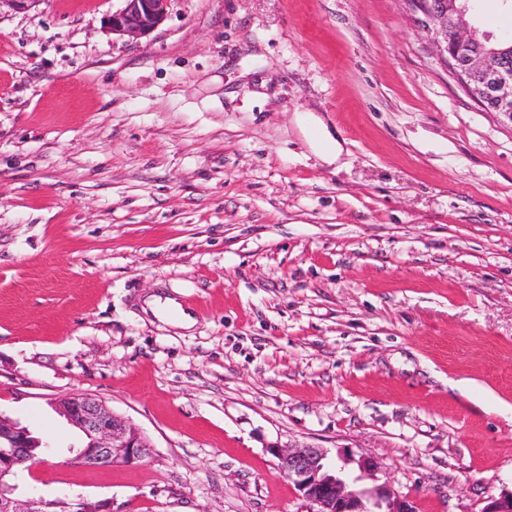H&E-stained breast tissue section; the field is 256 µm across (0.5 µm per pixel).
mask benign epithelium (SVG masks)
<instances>
[{
  "mask_svg": "<svg viewBox=\"0 0 512 512\" xmlns=\"http://www.w3.org/2000/svg\"><path fill=\"white\" fill-rule=\"evenodd\" d=\"M108 18L112 33L141 38L158 27L170 0H122ZM417 27L426 33L447 71L479 105L512 118V67L489 66L490 54L472 52L477 30L466 22L461 0H404ZM55 412L75 428L81 441L69 447L74 460L89 468L132 465L152 453V445L126 418L98 399L71 392L51 400ZM52 451L47 441L0 414V512H112V501L72 498L46 499L18 494L19 465L38 463ZM280 475L314 506L312 512H416L413 502L388 482H376L378 462L371 456L327 451L304 445L273 448Z\"/></svg>",
  "mask_w": 512,
  "mask_h": 512,
  "instance_id": "benign-epithelium-1",
  "label": "benign epithelium"
}]
</instances>
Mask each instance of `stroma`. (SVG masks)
Wrapping results in <instances>:
<instances>
[{"label":"stroma","mask_w":512,"mask_h":512,"mask_svg":"<svg viewBox=\"0 0 512 512\" xmlns=\"http://www.w3.org/2000/svg\"><path fill=\"white\" fill-rule=\"evenodd\" d=\"M121 6L0 8V412L56 445L21 489L310 512L300 444L417 512L512 490V121L402 0H170L137 40ZM73 391L151 456L72 463Z\"/></svg>","instance_id":"35a3bbf8"}]
</instances>
